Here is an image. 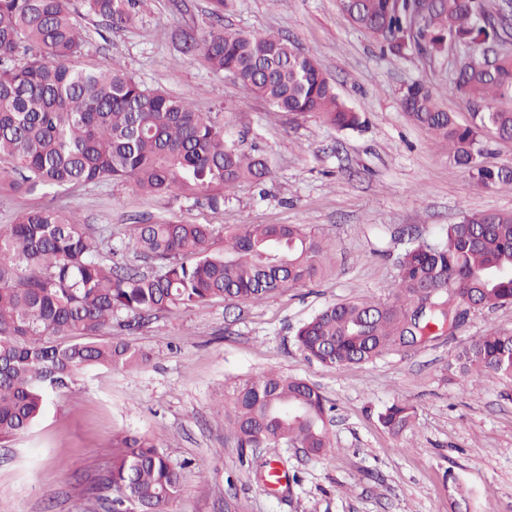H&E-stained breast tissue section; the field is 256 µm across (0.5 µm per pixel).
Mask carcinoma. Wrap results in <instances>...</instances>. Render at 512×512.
I'll return each instance as SVG.
<instances>
[{
	"label": "carcinoma",
	"mask_w": 512,
	"mask_h": 512,
	"mask_svg": "<svg viewBox=\"0 0 512 512\" xmlns=\"http://www.w3.org/2000/svg\"><path fill=\"white\" fill-rule=\"evenodd\" d=\"M106 28L134 21L139 0H85ZM358 28L394 54L434 55L454 40L472 49L508 33V5L483 0H342ZM87 34L68 0H0V190L49 195L71 185L124 183L136 191L224 206V193L271 175L265 154L245 150L197 102L149 87L128 71L78 64ZM182 50L263 98L275 112L312 113L339 130L363 126L317 62L281 34L229 28L184 31ZM453 89L485 107L462 127L423 81L402 106L441 139L448 159L480 186L512 187V169L484 161V130L512 140V112L492 109L512 94V55L490 70L457 68ZM157 270L112 261V247L76 213L50 201L0 224V440L27 430L50 394L89 366L132 368L144 356L125 332L173 308L266 299L324 273L327 246L299 224H139L121 247ZM397 303L339 302L295 334L299 349L330 367L371 362L394 347L448 333L464 312L512 304V216L473 214L432 240L413 239L399 256ZM110 339L97 340L103 329ZM463 381L512 379V333L489 330L456 358ZM329 409L308 382L277 374L243 379L229 424L241 448L291 444L317 456L330 447ZM415 410L393 403L378 419L399 435ZM183 476L153 442L117 440L103 499L107 512H169Z\"/></svg>",
	"instance_id": "cac0c4a2"
}]
</instances>
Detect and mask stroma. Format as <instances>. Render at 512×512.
Segmentation results:
<instances>
[{
  "instance_id": "stroma-1",
  "label": "stroma",
  "mask_w": 512,
  "mask_h": 512,
  "mask_svg": "<svg viewBox=\"0 0 512 512\" xmlns=\"http://www.w3.org/2000/svg\"><path fill=\"white\" fill-rule=\"evenodd\" d=\"M71 8L90 31L84 64L131 71L212 107V120L233 139L266 153L272 174L262 185H239L217 211L121 183L66 189L58 205L116 248L138 224H303L334 259L306 286L235 307L174 309L130 332L145 365L82 370L29 429L0 442V512H102L98 500L108 491L100 479L112 466L113 440L127 434L154 441L184 467L171 512H512V380L489 377L474 389L448 368L486 330L512 333V305L469 311L447 335L344 368L308 359L294 340L327 305L395 301L400 237L430 241L468 213L512 214V189L477 186L400 103L406 86L422 80L456 124H469L473 107L451 88L464 48L451 42L437 57L381 52L339 0H228L223 26L288 36L331 78L364 120L339 131L311 114L272 111L181 51V31L207 30L210 0H182L178 9L172 0H141L134 23L104 37L83 0ZM270 371L306 380L325 397L331 446L319 456L238 447L217 414L236 380ZM395 402L416 411L398 437L377 418ZM267 459L284 462L288 478L278 487L258 478ZM457 483L465 502L453 492Z\"/></svg>"
}]
</instances>
